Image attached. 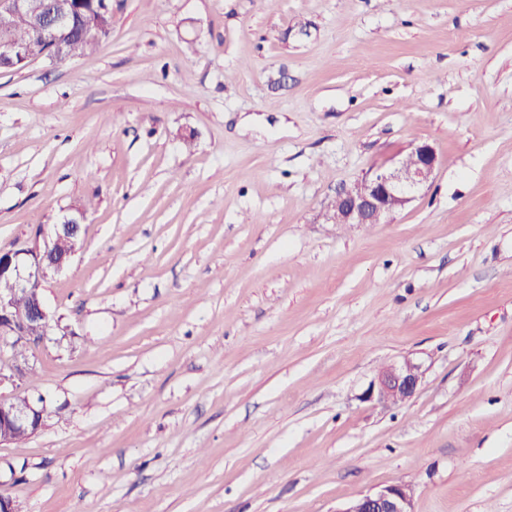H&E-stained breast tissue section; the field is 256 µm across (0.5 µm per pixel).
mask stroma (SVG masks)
Returning <instances> with one entry per match:
<instances>
[{
    "label": "stroma",
    "instance_id": "stroma-1",
    "mask_svg": "<svg viewBox=\"0 0 512 512\" xmlns=\"http://www.w3.org/2000/svg\"><path fill=\"white\" fill-rule=\"evenodd\" d=\"M420 142L388 223H327ZM78 204L0 382L47 404L0 444L19 512H512V0H112L94 52L0 71V252ZM405 356L418 393L362 401ZM336 512H414L413 496L399 484H391L348 501Z\"/></svg>",
    "mask_w": 512,
    "mask_h": 512
}]
</instances>
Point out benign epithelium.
I'll use <instances>...</instances> for the list:
<instances>
[{"label":"benign epithelium","mask_w":512,"mask_h":512,"mask_svg":"<svg viewBox=\"0 0 512 512\" xmlns=\"http://www.w3.org/2000/svg\"><path fill=\"white\" fill-rule=\"evenodd\" d=\"M0 11L26 13L33 19L35 38L27 44L9 38L0 39V63L22 66L45 58L52 62L68 59L66 37L76 16L70 0H0ZM436 164L434 148L427 143L413 147L406 161L392 169L378 168L360 181L342 189L339 205L330 215L334 224H380L405 207L411 194L424 186ZM83 217L71 213L54 225L41 246L22 248L0 256V281L9 287L0 289V333L14 337L18 343L38 344L47 335L50 312L44 299L36 300L24 317L13 311L14 296L42 287L51 275L61 273L69 260L56 259L54 237L81 230ZM423 364L407 356L388 365L369 383L363 399L378 404L404 402L422 385ZM45 407L42 400L16 403L0 399V442L17 431L37 433L43 426ZM336 512H414L413 496L399 484H391L362 494Z\"/></svg>","instance_id":"obj_1"}]
</instances>
